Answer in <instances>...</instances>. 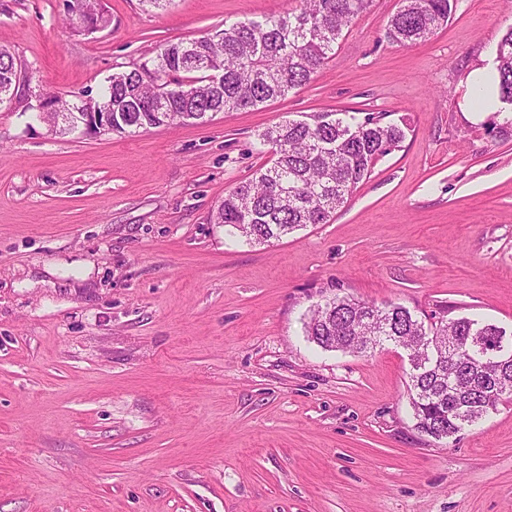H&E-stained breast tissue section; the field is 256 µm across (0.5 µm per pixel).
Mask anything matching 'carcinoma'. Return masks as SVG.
<instances>
[{"mask_svg":"<svg viewBox=\"0 0 512 512\" xmlns=\"http://www.w3.org/2000/svg\"><path fill=\"white\" fill-rule=\"evenodd\" d=\"M372 0H304L300 11L224 25L200 38L168 42L151 60L116 72L98 102L112 107L117 134L162 125L203 123L221 112L255 108L307 84L336 51L345 27ZM452 0H400L387 38L422 42L448 23ZM0 47V88L15 67ZM498 99L512 109V27L497 43ZM405 138L394 123L367 114L315 112L286 119L261 134L275 156L271 166L228 194L213 214L246 240L278 241L310 224H326L342 209L375 162ZM493 324L461 316L434 331L400 304L383 307L347 297L314 308L306 336L325 350L365 354L386 342L403 348L417 429L438 440L472 425L512 396V366L496 370L471 346L484 336L493 349ZM455 359L448 360V346Z\"/></svg>","mask_w":512,"mask_h":512,"instance_id":"carcinoma-1","label":"carcinoma"}]
</instances>
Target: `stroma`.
Returning <instances> with one entry per match:
<instances>
[{
  "mask_svg": "<svg viewBox=\"0 0 512 512\" xmlns=\"http://www.w3.org/2000/svg\"><path fill=\"white\" fill-rule=\"evenodd\" d=\"M0 0L30 86L76 101L169 41L301 0ZM374 0L324 69L204 124L48 135L0 108V512H512V400L457 439L418 432L394 345L326 351L303 319L336 296L512 327V126L463 107L512 0H456L389 41ZM383 113L406 136L345 208L273 244L210 216L305 113ZM68 3H70L71 7L74 8L72 15L75 18L76 26L83 30L85 34H93L105 28L99 14H89L88 12H85L77 2H75V5L71 4V1H68ZM74 18H71L73 23L69 21V24L72 25L76 31L80 32L78 28L73 25L75 24Z\"/></svg>",
  "mask_w": 512,
  "mask_h": 512,
  "instance_id": "35a3bbf8",
  "label": "stroma"
}]
</instances>
